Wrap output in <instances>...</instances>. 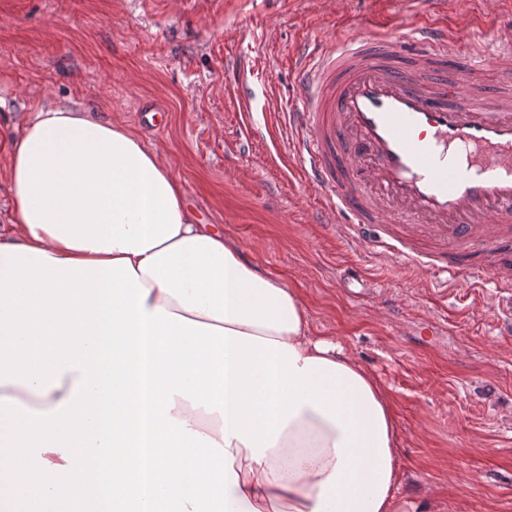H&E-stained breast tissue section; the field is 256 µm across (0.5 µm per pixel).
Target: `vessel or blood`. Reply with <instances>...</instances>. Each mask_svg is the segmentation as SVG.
I'll use <instances>...</instances> for the list:
<instances>
[{
  "label": "vessel or blood",
  "instance_id": "b4317fda",
  "mask_svg": "<svg viewBox=\"0 0 512 512\" xmlns=\"http://www.w3.org/2000/svg\"><path fill=\"white\" fill-rule=\"evenodd\" d=\"M512 32L481 55L447 27L315 42L296 59L290 156L351 241L450 281L512 264Z\"/></svg>",
  "mask_w": 512,
  "mask_h": 512
}]
</instances>
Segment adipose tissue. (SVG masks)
<instances>
[{"mask_svg":"<svg viewBox=\"0 0 512 512\" xmlns=\"http://www.w3.org/2000/svg\"><path fill=\"white\" fill-rule=\"evenodd\" d=\"M0 224V512H399L395 409L125 126L34 111Z\"/></svg>","mask_w":512,"mask_h":512,"instance_id":"1","label":"adipose tissue"}]
</instances>
